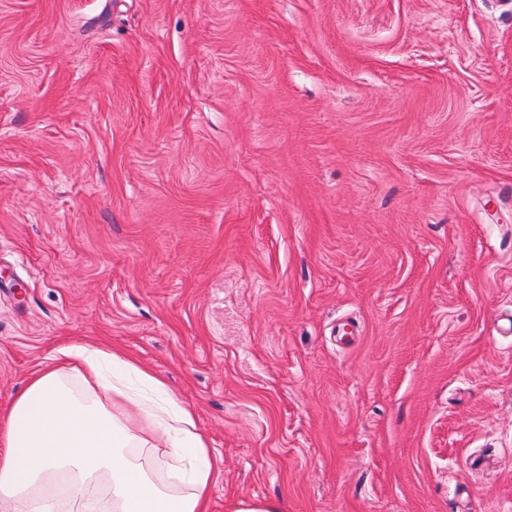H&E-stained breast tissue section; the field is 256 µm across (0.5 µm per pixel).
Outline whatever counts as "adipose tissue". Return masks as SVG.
I'll list each match as a JSON object with an SVG mask.
<instances>
[{"label": "adipose tissue", "instance_id": "1", "mask_svg": "<svg viewBox=\"0 0 512 512\" xmlns=\"http://www.w3.org/2000/svg\"><path fill=\"white\" fill-rule=\"evenodd\" d=\"M49 359L0 423V512H205L217 460L163 378L105 345Z\"/></svg>", "mask_w": 512, "mask_h": 512}]
</instances>
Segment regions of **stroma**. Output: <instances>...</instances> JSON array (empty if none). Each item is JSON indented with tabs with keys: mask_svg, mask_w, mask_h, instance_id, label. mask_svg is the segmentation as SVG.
Listing matches in <instances>:
<instances>
[{
	"mask_svg": "<svg viewBox=\"0 0 512 512\" xmlns=\"http://www.w3.org/2000/svg\"><path fill=\"white\" fill-rule=\"evenodd\" d=\"M0 280V417L107 341L206 512H512V0H0Z\"/></svg>",
	"mask_w": 512,
	"mask_h": 512,
	"instance_id": "stroma-1",
	"label": "stroma"
}]
</instances>
